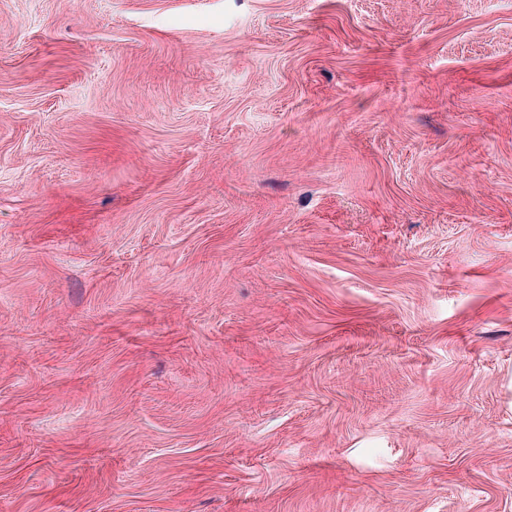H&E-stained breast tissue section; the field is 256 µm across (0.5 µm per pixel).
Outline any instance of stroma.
Returning <instances> with one entry per match:
<instances>
[{"label": "stroma", "mask_w": 512, "mask_h": 512, "mask_svg": "<svg viewBox=\"0 0 512 512\" xmlns=\"http://www.w3.org/2000/svg\"><path fill=\"white\" fill-rule=\"evenodd\" d=\"M0 512H512V0H0Z\"/></svg>", "instance_id": "1"}]
</instances>
